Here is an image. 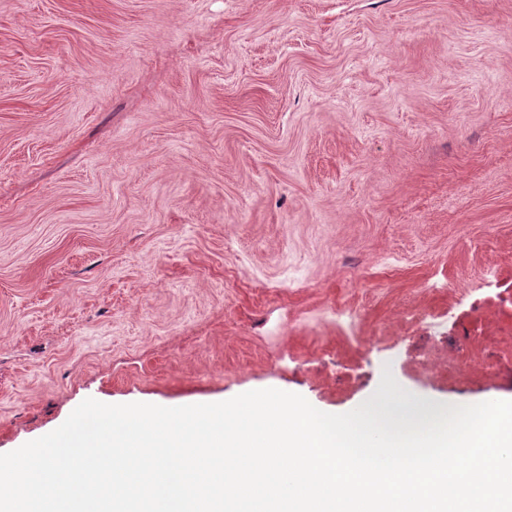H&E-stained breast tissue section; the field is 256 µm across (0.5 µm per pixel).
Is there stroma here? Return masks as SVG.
I'll return each instance as SVG.
<instances>
[{
  "instance_id": "1",
  "label": "stroma",
  "mask_w": 512,
  "mask_h": 512,
  "mask_svg": "<svg viewBox=\"0 0 512 512\" xmlns=\"http://www.w3.org/2000/svg\"><path fill=\"white\" fill-rule=\"evenodd\" d=\"M387 369L512 400V0H0V454Z\"/></svg>"
}]
</instances>
